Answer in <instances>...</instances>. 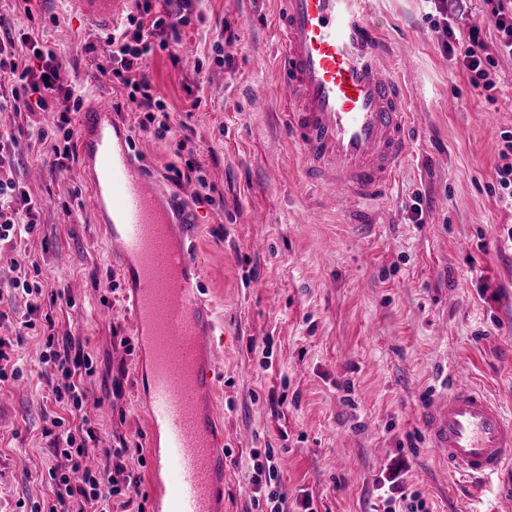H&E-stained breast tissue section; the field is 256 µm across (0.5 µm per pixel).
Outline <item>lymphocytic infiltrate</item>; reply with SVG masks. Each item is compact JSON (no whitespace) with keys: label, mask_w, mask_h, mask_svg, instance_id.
Wrapping results in <instances>:
<instances>
[{"label":"lymphocytic infiltrate","mask_w":512,"mask_h":512,"mask_svg":"<svg viewBox=\"0 0 512 512\" xmlns=\"http://www.w3.org/2000/svg\"><path fill=\"white\" fill-rule=\"evenodd\" d=\"M165 2L166 11L156 14L149 0H143L141 17L134 28L114 29L108 37L112 54L102 73L125 89L127 103L140 112L164 108L142 71L143 63L155 49L166 50L171 44L179 43L181 29L188 22L195 0ZM160 32L165 35L161 41L156 38ZM447 51L461 60L474 87L493 88L491 70L495 61L488 52L480 27H472L467 36L456 39ZM33 58L39 60V67L30 66ZM0 73L20 84L19 89L12 92L13 111L52 112L58 131L53 147L56 163L73 160L75 143L70 115L81 110L83 98L65 83L56 51L40 43L29 31L17 38H0ZM19 146L15 135L0 132V208H9L14 213L13 218L0 223V242L10 245L20 243L23 235L33 233L43 206L42 201L34 199L15 182L9 171L12 152ZM22 265V260H14L13 267L18 274L9 282L15 295L24 300L27 310L18 327L25 330L41 325L45 336L41 363L51 377L47 397L69 412L79 414L81 422L74 427L64 417L52 419L49 433L53 437V452L63 460L62 465L49 471L54 497L41 502L18 501L19 512H70L72 504L81 500L92 503L97 512H127L141 495V478L129 470L128 464L133 457L141 456L142 450L130 447L124 440L114 448H98L84 387L86 379L95 373L93 360L83 345L59 341L58 325L52 312L42 308V289L30 281ZM94 452L102 460L96 469L86 465Z\"/></svg>","instance_id":"1"}]
</instances>
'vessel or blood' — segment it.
<instances>
[{
    "label": "vessel or blood",
    "instance_id": "obj_1",
    "mask_svg": "<svg viewBox=\"0 0 512 512\" xmlns=\"http://www.w3.org/2000/svg\"><path fill=\"white\" fill-rule=\"evenodd\" d=\"M96 29L114 27L129 0H68ZM285 131L304 181L370 224L392 196L412 123L406 64L371 24L365 0H275ZM80 178L131 291L128 312L149 349V428L163 436L152 471L164 475L160 512H222L224 433L214 408V320L197 260V226L138 164L136 143L99 103L78 118ZM424 426L451 472L483 483L512 467V414L466 381L427 409Z\"/></svg>",
    "mask_w": 512,
    "mask_h": 512
}]
</instances>
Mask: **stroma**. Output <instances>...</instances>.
I'll list each match as a JSON object with an SVG mask.
<instances>
[{"label":"stroma","instance_id":"35a3bbf8","mask_svg":"<svg viewBox=\"0 0 512 512\" xmlns=\"http://www.w3.org/2000/svg\"><path fill=\"white\" fill-rule=\"evenodd\" d=\"M272 0H204L181 29L192 56L155 50L144 68L164 103L151 122L124 106V90L97 69L112 47L72 13L67 0H0L6 27L33 28L54 47L66 83L86 100L117 110L136 140L154 141L144 166L171 195L175 144L160 124L184 125L214 202L184 208L201 227L200 259L214 307L224 423V512H256L249 469L273 454L291 496L313 512H385L394 495L418 493L429 512H491L512 493V470L482 491L465 486L430 448L421 414L433 391L466 378L512 412V206L499 197L500 134L512 129V55L495 56L492 90L474 87L443 48L432 0H368L370 22L409 61L413 141L379 224H345L299 174L284 134ZM484 0L448 9L455 33L481 26L497 36ZM232 39H225V32ZM266 106L252 107L255 93ZM46 112L0 109V130L19 142L12 173L45 209L23 240L47 290L63 294L53 313L60 331L95 360L85 387L99 445L140 444L135 465L155 512L151 458L162 441L148 431L145 352L123 301V281L102 240L78 160L54 163L52 140L29 143ZM321 209L318 222L309 214ZM263 213L264 223L252 221ZM20 247V248H21ZM18 250V249H17ZM17 250L0 246V338L14 336L26 312L9 281ZM67 254L59 264V254ZM110 305L112 318L98 317ZM30 332L15 351L25 395L0 385V512L18 500L52 497L57 460L43 435L55 412L41 397L46 379Z\"/></svg>","mask_w":512,"mask_h":512}]
</instances>
